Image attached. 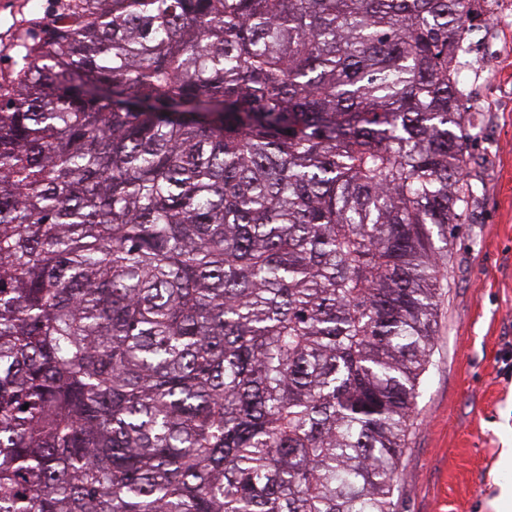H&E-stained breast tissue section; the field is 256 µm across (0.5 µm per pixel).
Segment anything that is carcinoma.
I'll list each match as a JSON object with an SVG mask.
<instances>
[{"mask_svg":"<svg viewBox=\"0 0 512 512\" xmlns=\"http://www.w3.org/2000/svg\"><path fill=\"white\" fill-rule=\"evenodd\" d=\"M479 6L69 0L18 44L0 512H394Z\"/></svg>","mask_w":512,"mask_h":512,"instance_id":"obj_1","label":"carcinoma"}]
</instances>
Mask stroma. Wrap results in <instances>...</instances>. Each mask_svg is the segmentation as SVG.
<instances>
[{
  "instance_id": "stroma-1",
  "label": "stroma",
  "mask_w": 512,
  "mask_h": 512,
  "mask_svg": "<svg viewBox=\"0 0 512 512\" xmlns=\"http://www.w3.org/2000/svg\"><path fill=\"white\" fill-rule=\"evenodd\" d=\"M64 0H0V74L28 22ZM460 55L472 118L467 170L474 196L439 283L430 365L398 474L396 512H493L501 449L512 448V0L470 21Z\"/></svg>"
}]
</instances>
